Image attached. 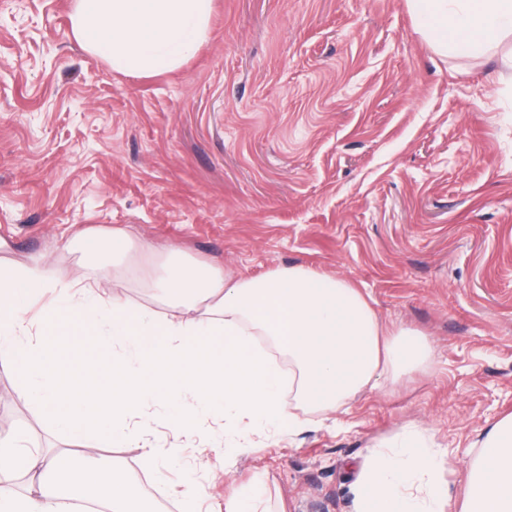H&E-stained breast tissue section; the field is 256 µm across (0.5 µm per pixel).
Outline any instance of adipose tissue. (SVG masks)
I'll return each mask as SVG.
<instances>
[{
    "instance_id": "obj_1",
    "label": "adipose tissue",
    "mask_w": 512,
    "mask_h": 512,
    "mask_svg": "<svg viewBox=\"0 0 512 512\" xmlns=\"http://www.w3.org/2000/svg\"><path fill=\"white\" fill-rule=\"evenodd\" d=\"M419 32L442 55L471 57L512 34V0H406ZM212 0H76L75 38L113 70L154 76L177 70L204 44ZM169 306L187 321L161 319L92 285L49 303V339H32L26 311L51 290L39 268L0 267V361L32 385L39 401L66 399L71 413L55 425L91 450L66 457L106 512H138L139 493L117 463H100L95 448L128 441L123 419L149 399L173 404L172 423L202 427V413L221 414L235 442L252 429L281 437L303 425L298 412L340 407L423 365L425 335L385 328L368 298L345 279L305 265L235 277L199 263L173 265L156 280ZM96 352L86 375L111 376L94 389L63 392L49 361L80 342ZM293 394L287 406L285 394ZM57 461L20 454L0 439V470L28 479L26 494L0 490V512H59L65 493L52 479ZM447 453L406 431L374 448L354 483L355 512H446L453 499ZM461 512H512V415L491 425L468 483Z\"/></svg>"
}]
</instances>
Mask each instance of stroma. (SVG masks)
<instances>
[{"label":"stroma","instance_id":"obj_1","mask_svg":"<svg viewBox=\"0 0 512 512\" xmlns=\"http://www.w3.org/2000/svg\"><path fill=\"white\" fill-rule=\"evenodd\" d=\"M75 6L0 0V266L97 281L168 318L141 271L172 251L236 276L303 264L432 345L293 437L250 434L232 464L222 418L180 431L160 401L98 458L146 478L152 510L224 512L260 484L272 512H354L361 464L414 426L461 499L484 428L512 414V36L446 57L406 0H213L194 57L135 77L76 41ZM116 229L138 246L125 261L83 255L82 238ZM14 436L74 446L0 362V437Z\"/></svg>","mask_w":512,"mask_h":512}]
</instances>
